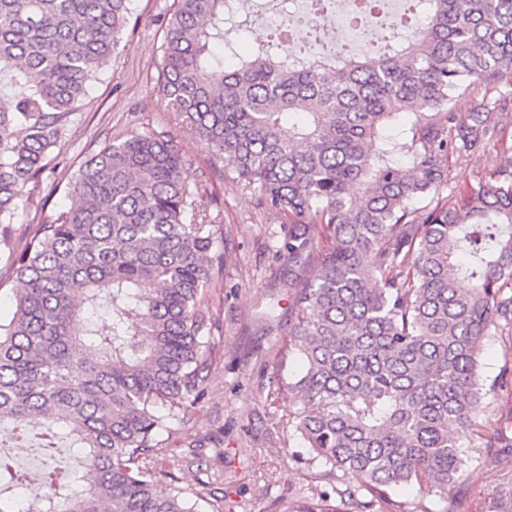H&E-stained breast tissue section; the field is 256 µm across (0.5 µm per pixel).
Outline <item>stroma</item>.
<instances>
[{
  "label": "stroma",
  "instance_id": "obj_1",
  "mask_svg": "<svg viewBox=\"0 0 512 512\" xmlns=\"http://www.w3.org/2000/svg\"><path fill=\"white\" fill-rule=\"evenodd\" d=\"M174 0H136L138 21L123 33L119 51L106 74L93 82L84 112L62 135L38 187L26 194L13 224L0 241V286L12 287L8 253L22 249L36 225L65 210L67 187L82 163L133 128H149L174 136L192 161L189 180L205 175L204 188L224 226V271L206 292L205 305L220 324L208 394L189 411L187 423L173 436L177 465L170 469L188 494L203 492L222 512H276L279 499H300L310 490L335 496L337 481L309 465L299 435L288 428L290 412L301 409L295 393L277 396L278 385L297 380L303 363L291 353L289 330L296 321V290L288 268L276 257L279 225L258 208L251 192L214 171L213 157L168 110L157 83L160 46ZM506 152L491 149L474 160L453 161L448 172L452 190L474 185L477 172L505 163ZM512 331L487 337L481 349L480 376L489 392L484 425L501 428L512 439ZM216 436L223 457L187 448L186 435ZM512 447L472 448L464 480L451 493L455 512H512Z\"/></svg>",
  "mask_w": 512,
  "mask_h": 512
}]
</instances>
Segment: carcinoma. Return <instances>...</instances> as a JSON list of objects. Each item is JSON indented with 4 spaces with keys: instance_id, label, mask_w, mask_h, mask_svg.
Returning a JSON list of instances; mask_svg holds the SVG:
<instances>
[{
    "instance_id": "obj_1",
    "label": "carcinoma",
    "mask_w": 512,
    "mask_h": 512,
    "mask_svg": "<svg viewBox=\"0 0 512 512\" xmlns=\"http://www.w3.org/2000/svg\"><path fill=\"white\" fill-rule=\"evenodd\" d=\"M425 27H387L379 51L314 57L288 28L240 54L241 0H175L158 81L167 107L224 175L281 224L297 281L290 336L304 374L280 390L310 461L358 481L359 512H405L404 485L448 500L478 428L482 340L512 329V158L444 194L449 159L504 141L512 91L461 116L455 93L512 78V0H412ZM134 0H0V224L10 225L88 86L110 65ZM407 112L397 135L386 127ZM397 156L407 158L396 165ZM173 137L131 130L91 155L70 205L9 252L0 318V424L33 420L41 448L66 439L80 468L48 464L30 487L0 445V512H198L165 481L173 425L206 393L214 322L213 202L187 180ZM336 245H322L320 230ZM315 266L305 279L307 266ZM281 512H344L323 494Z\"/></svg>"
}]
</instances>
